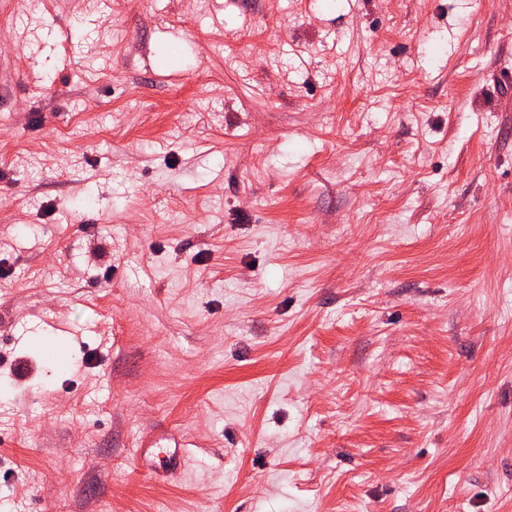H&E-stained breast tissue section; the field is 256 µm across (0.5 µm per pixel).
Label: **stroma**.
Wrapping results in <instances>:
<instances>
[{"label": "stroma", "mask_w": 512, "mask_h": 512, "mask_svg": "<svg viewBox=\"0 0 512 512\" xmlns=\"http://www.w3.org/2000/svg\"><path fill=\"white\" fill-rule=\"evenodd\" d=\"M103 501L512 512V0H0V512ZM167 441V446L162 448L160 441ZM136 461L145 471L143 476L147 480L159 478L176 479L182 472L186 462V449L184 444L178 442L174 437H162L150 442L141 438L137 443ZM158 451V452H157ZM152 457V459H149ZM162 458L160 463L154 459Z\"/></svg>", "instance_id": "35a3bbf8"}]
</instances>
